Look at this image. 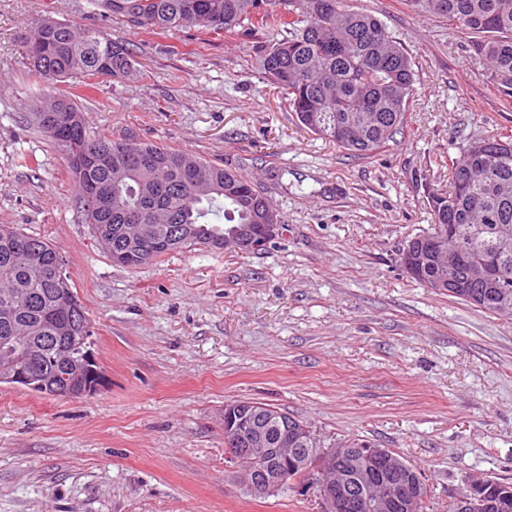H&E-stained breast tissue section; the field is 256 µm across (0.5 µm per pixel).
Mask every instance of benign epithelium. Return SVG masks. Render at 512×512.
<instances>
[{
  "instance_id": "7a95c632",
  "label": "benign epithelium",
  "mask_w": 512,
  "mask_h": 512,
  "mask_svg": "<svg viewBox=\"0 0 512 512\" xmlns=\"http://www.w3.org/2000/svg\"><path fill=\"white\" fill-rule=\"evenodd\" d=\"M231 240L242 252L259 253L284 233L282 224H240L231 228ZM181 236H192L206 250L224 249L225 239L193 225H186ZM151 231L143 229L135 239L136 252L114 251L112 263L128 266L147 261ZM43 350L26 349L27 366L0 362V384L17 388H44ZM96 360L74 363L62 349L57 367L83 383L81 394L91 397L99 390L92 378L99 374ZM224 441L227 457L235 464L241 489L253 498L268 497L294 480V471L310 469L309 460L318 462V479L311 482L324 504V512H420L426 502L421 473L386 448H320V439L306 431L295 418L266 410L249 399L224 404ZM486 482L466 481L467 491L456 498L457 512H470L474 499L482 497Z\"/></svg>"
}]
</instances>
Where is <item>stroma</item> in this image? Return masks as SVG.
<instances>
[{"label":"stroma","instance_id":"stroma-1","mask_svg":"<svg viewBox=\"0 0 512 512\" xmlns=\"http://www.w3.org/2000/svg\"><path fill=\"white\" fill-rule=\"evenodd\" d=\"M410 55L407 131L373 157L303 131L259 66L284 38L138 34L88 0H0V225L63 255L93 324L100 392L0 385V512H321L304 484L243 493L224 405L251 399L323 445L364 439L419 469L430 512L468 475L512 483V319L410 279L399 251L432 231L448 157L512 134V104L453 22L403 0H350ZM51 19L100 27L134 63L86 99L92 130L187 150L252 177L288 231L259 254L198 247L113 265L67 164L30 123L39 80L22 41Z\"/></svg>","mask_w":512,"mask_h":512}]
</instances>
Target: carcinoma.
Here are the masks:
<instances>
[{"mask_svg": "<svg viewBox=\"0 0 512 512\" xmlns=\"http://www.w3.org/2000/svg\"><path fill=\"white\" fill-rule=\"evenodd\" d=\"M413 11L446 18L465 34L483 36L473 45L486 62L491 80L512 97V0H404ZM94 10L121 18L135 31L163 33L172 29L250 32L275 25L288 36L273 44L260 65L307 131L357 156L370 157L396 141L407 127L414 94L415 71L405 48L379 19L352 9L347 0H91ZM25 56L44 85L52 88L77 76L118 79L132 56L123 43L103 31L75 29L42 21L26 41ZM77 113L74 125L67 116ZM34 116L39 131L67 161L78 188L86 222L109 237L112 249L129 248L123 228L145 224L160 247L153 259L197 246L184 241L165 246L170 230L198 224L216 234L233 224H271L280 218L267 198L241 172L184 150L114 140L94 133L84 111L63 94L43 93ZM97 147L105 160L89 168L81 155ZM449 190L430 194L435 228L445 254L423 264L400 258L408 276L429 287L448 271V255L457 252L456 276L468 281L470 267L486 259L494 263L492 280L501 303L512 309V135L496 133L472 141L459 159L448 158ZM108 185L112 198L99 205L88 197L89 184ZM28 241L42 253L35 267L20 265L17 241ZM61 258L45 238L0 225V285L28 288L31 309L20 315L43 336L56 334L64 300L74 299L72 313L91 324L86 306L71 278L51 280L47 266ZM457 299L472 303L486 284L468 281Z\"/></svg>", "mask_w": 512, "mask_h": 512, "instance_id": "carcinoma-1", "label": "carcinoma"}]
</instances>
